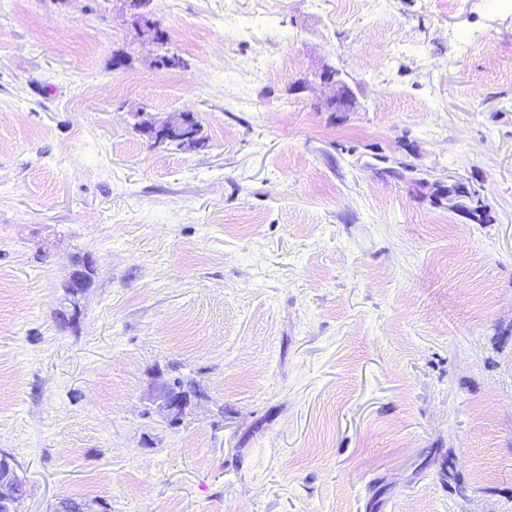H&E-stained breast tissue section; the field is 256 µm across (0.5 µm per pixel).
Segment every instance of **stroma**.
Segmentation results:
<instances>
[{"mask_svg":"<svg viewBox=\"0 0 512 512\" xmlns=\"http://www.w3.org/2000/svg\"><path fill=\"white\" fill-rule=\"evenodd\" d=\"M224 3L0 0L18 512H512V0ZM188 112L171 113L165 118L158 120L153 127V133L150 137L155 146H164L168 144V139L173 136H181V139L190 137L187 129L186 115ZM93 262L87 261L85 268L79 267L73 260L69 278L65 285L68 296V305L60 312L63 320L75 319L81 313V300L85 295L88 284V276H92ZM161 407L170 420H177L188 408L190 399L180 389L169 386L162 381L160 387Z\"/></svg>","mask_w":512,"mask_h":512,"instance_id":"obj_1","label":"stroma"}]
</instances>
